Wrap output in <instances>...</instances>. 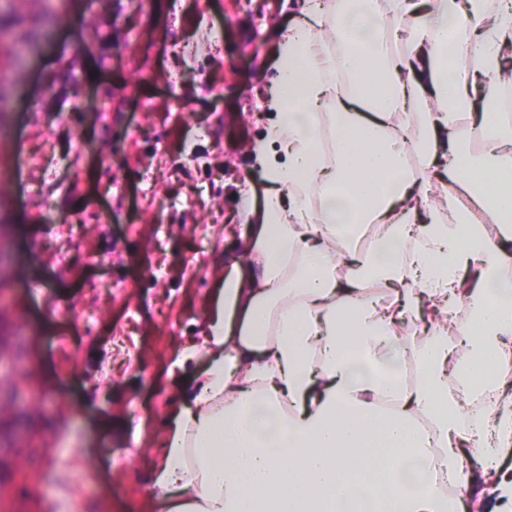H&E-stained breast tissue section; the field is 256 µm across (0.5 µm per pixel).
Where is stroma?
<instances>
[{"label": "stroma", "mask_w": 512, "mask_h": 512, "mask_svg": "<svg viewBox=\"0 0 512 512\" xmlns=\"http://www.w3.org/2000/svg\"><path fill=\"white\" fill-rule=\"evenodd\" d=\"M300 9L63 0L53 49L0 64V233L30 240L0 262V512H150L227 227L262 222L253 147Z\"/></svg>", "instance_id": "35a3bbf8"}]
</instances>
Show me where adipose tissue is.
Wrapping results in <instances>:
<instances>
[{
    "label": "adipose tissue",
    "mask_w": 512,
    "mask_h": 512,
    "mask_svg": "<svg viewBox=\"0 0 512 512\" xmlns=\"http://www.w3.org/2000/svg\"><path fill=\"white\" fill-rule=\"evenodd\" d=\"M276 71L263 222L224 260L153 497L466 512L479 482L512 496L494 474L512 447V0H308Z\"/></svg>",
    "instance_id": "obj_1"
}]
</instances>
